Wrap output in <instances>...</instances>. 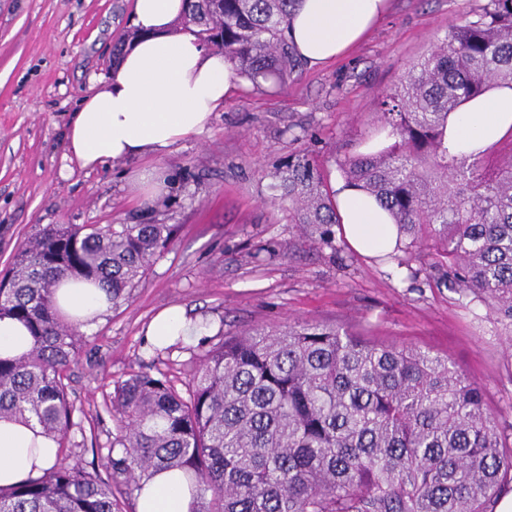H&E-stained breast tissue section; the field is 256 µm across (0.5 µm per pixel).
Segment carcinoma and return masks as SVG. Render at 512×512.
<instances>
[{"mask_svg":"<svg viewBox=\"0 0 512 512\" xmlns=\"http://www.w3.org/2000/svg\"><path fill=\"white\" fill-rule=\"evenodd\" d=\"M299 2L195 0L181 28L254 85L282 83L299 64L288 36ZM500 87L512 89V0H488L410 63L380 98L392 143L338 167L398 228L382 258L409 266L427 250L459 293L512 322V124L486 147L446 136L450 113ZM278 178L290 223L335 248L336 191L304 154ZM173 234L172 224H47L18 248L0 273V319L19 322L30 343L0 356V418L33 420L64 446L74 406L63 378L81 331L62 317L56 287L93 283L119 307ZM110 410L121 426L107 478L59 463L0 487V512H116L115 485L137 491L168 470L196 493L191 512H488L512 483V424L480 383L446 357L319 322L222 337L186 399L165 375L138 372Z\"/></svg>","mask_w":512,"mask_h":512,"instance_id":"1","label":"carcinoma"}]
</instances>
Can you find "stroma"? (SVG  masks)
<instances>
[{
  "instance_id": "stroma-1",
  "label": "stroma",
  "mask_w": 512,
  "mask_h": 512,
  "mask_svg": "<svg viewBox=\"0 0 512 512\" xmlns=\"http://www.w3.org/2000/svg\"><path fill=\"white\" fill-rule=\"evenodd\" d=\"M487 0H389L340 59L301 64L284 87L239 79L208 127L162 155L82 169L67 155L68 119L108 75L132 28L134 0H0V272L37 226L171 224L132 299L85 330L64 382L73 426L59 458L103 470L118 422L108 410L131 374L164 373L186 390L221 335L317 321L376 343L448 357L512 421V332L449 288L444 267L417 273L334 248L290 224L277 173L307 154L329 186L338 164L387 141L377 104L414 59ZM157 166L166 185L144 197L136 177ZM207 321L192 343L154 349L145 330L164 307Z\"/></svg>"
}]
</instances>
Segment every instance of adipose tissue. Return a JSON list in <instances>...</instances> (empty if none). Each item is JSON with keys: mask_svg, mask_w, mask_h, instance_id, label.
<instances>
[{"mask_svg": "<svg viewBox=\"0 0 512 512\" xmlns=\"http://www.w3.org/2000/svg\"><path fill=\"white\" fill-rule=\"evenodd\" d=\"M387 7V0H301L288 32L300 58L324 64L361 39ZM185 0H135L133 25L138 38L96 90L81 98L65 133L67 150L83 168L106 161L161 153L208 126L213 112L229 97L236 80L232 64L177 25ZM448 124L458 141H495L512 124V90L492 92L478 105L452 113ZM341 234L352 249L372 257L393 247L396 226L373 198L348 187L338 189ZM56 300L69 321L93 326L106 312L107 292L94 285L68 283ZM184 308L158 313L145 332L148 344L192 342L204 335ZM57 459V444L36 424L0 419V486L40 475ZM192 494L176 471L155 474L137 493L136 512H190Z\"/></svg>", "mask_w": 512, "mask_h": 512, "instance_id": "1", "label": "adipose tissue"}]
</instances>
